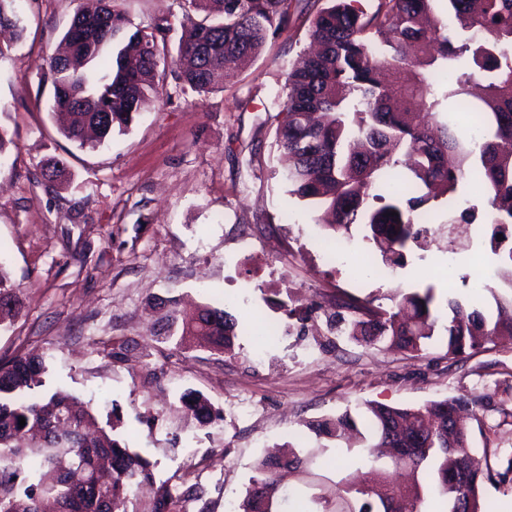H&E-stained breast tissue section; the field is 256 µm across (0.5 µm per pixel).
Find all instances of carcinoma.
Here are the masks:
<instances>
[{
  "instance_id": "carcinoma-1",
  "label": "carcinoma",
  "mask_w": 512,
  "mask_h": 512,
  "mask_svg": "<svg viewBox=\"0 0 512 512\" xmlns=\"http://www.w3.org/2000/svg\"><path fill=\"white\" fill-rule=\"evenodd\" d=\"M16 2L0 0V28L21 33ZM122 2L86 0L64 34L69 50L48 60L49 112L62 135L81 148L126 131L144 103L164 100L158 66L171 20L163 16L151 32H132ZM188 2L198 20L178 48L171 75L209 93L261 54L269 31L288 25L291 8L303 12L311 0ZM355 2L333 0L315 13L309 37L317 51L288 71L277 125L288 156L285 180L290 194L322 211L318 224L338 235L360 227L390 267L405 266L407 252L426 251L436 241L430 203L439 198L448 202V223L466 233L490 228L504 288L493 294L496 317L455 298L443 306L432 286L398 293L390 310L358 298L338 304L337 330L356 341L420 352L439 336L448 357L456 358L497 336L512 337V245H506L512 242V0H442L451 26L435 13L437 0H376L370 13ZM444 101L457 104V118L440 117ZM470 184L485 190L482 203L464 197ZM383 186L391 188L386 196L379 193ZM235 336L236 319L204 305L182 321L180 340L227 349ZM45 373V358L35 351L0 364V512H42L45 497L59 512H116L140 484L152 481V463L112 436V418L99 427L91 405L60 391L43 395ZM180 402L201 423L217 418L200 393H186ZM456 402L364 403L367 434L355 456L377 476V486L342 478L308 500L313 512H425L430 498L442 503V512H492L485 484L512 483V456L487 444L472 448L484 417L471 412L474 427L448 423V406ZM305 426L337 444L357 431L349 409ZM390 433L428 442L407 445L404 457L391 461L409 471L412 483L404 491L390 487L375 454ZM316 454L310 448L303 458L294 452L286 460H258L234 512H269L268 501L276 512H300L280 472L295 475ZM173 503L172 489L163 484L151 512H170Z\"/></svg>"
}]
</instances>
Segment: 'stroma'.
<instances>
[{"instance_id":"35a3bbf8","label":"stroma","mask_w":512,"mask_h":512,"mask_svg":"<svg viewBox=\"0 0 512 512\" xmlns=\"http://www.w3.org/2000/svg\"><path fill=\"white\" fill-rule=\"evenodd\" d=\"M84 0H19L24 37L0 57V129L14 143L0 159V266L19 287L15 317L0 324V363L36 351L45 390L116 412L120 439L149 459L152 484L124 512H150L156 485L204 486L173 512H227L256 460L274 444L316 446L307 422L371 401L419 407L472 394L512 448V339L450 358L440 342L421 353L372 348L329 333L327 317L353 295L382 300L434 286L493 313L497 259L479 234L456 253L412 252L405 267L376 264L372 242L349 240L340 264L322 267L328 240L310 204L292 196L275 115L286 76L309 45L311 16L292 12L263 52L224 90L200 95L168 85L128 131L81 149L55 126L42 82L46 59ZM129 30L173 14L177 48L186 0H125ZM63 161L67 186L42 177ZM287 307H280V300ZM224 308L240 327L231 349L180 341L198 306ZM306 309L304 320L287 313ZM170 324L169 340L153 332ZM208 397L222 418L201 424L185 392Z\"/></svg>"}]
</instances>
